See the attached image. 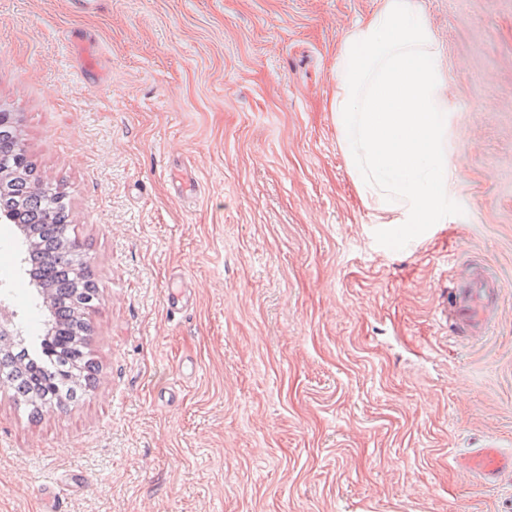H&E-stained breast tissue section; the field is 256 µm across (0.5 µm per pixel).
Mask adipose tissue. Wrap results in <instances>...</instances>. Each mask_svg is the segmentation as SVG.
I'll return each mask as SVG.
<instances>
[{
    "mask_svg": "<svg viewBox=\"0 0 512 512\" xmlns=\"http://www.w3.org/2000/svg\"><path fill=\"white\" fill-rule=\"evenodd\" d=\"M436 38L417 0H381L346 32L330 110L364 205L395 223H447L457 169Z\"/></svg>",
    "mask_w": 512,
    "mask_h": 512,
    "instance_id": "ef3b65f1",
    "label": "adipose tissue"
}]
</instances>
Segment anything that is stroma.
I'll return each instance as SVG.
<instances>
[{"mask_svg":"<svg viewBox=\"0 0 512 512\" xmlns=\"http://www.w3.org/2000/svg\"><path fill=\"white\" fill-rule=\"evenodd\" d=\"M381 0H0V110L64 192L96 376L0 387V512H512V0H418L460 170L444 224L364 206L329 110ZM0 223V301L49 312ZM499 286L470 328L451 290ZM496 448V444H489L464 458V468L481 483H494L505 470H512V455L506 458Z\"/></svg>","mask_w":512,"mask_h":512,"instance_id":"stroma-1","label":"stroma"}]
</instances>
